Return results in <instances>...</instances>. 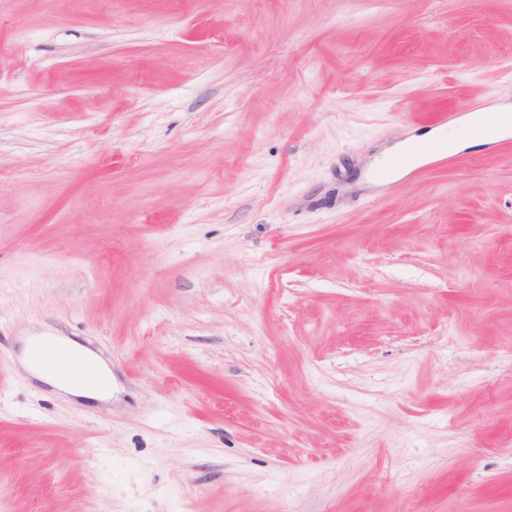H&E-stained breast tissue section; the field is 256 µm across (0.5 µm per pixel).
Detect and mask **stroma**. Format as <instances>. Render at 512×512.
I'll list each match as a JSON object with an SVG mask.
<instances>
[{
    "mask_svg": "<svg viewBox=\"0 0 512 512\" xmlns=\"http://www.w3.org/2000/svg\"><path fill=\"white\" fill-rule=\"evenodd\" d=\"M474 101L512 0H0V512H512V145L375 163ZM33 376L75 398L98 400L112 393V371L83 345L61 336H34L23 349Z\"/></svg>",
    "mask_w": 512,
    "mask_h": 512,
    "instance_id": "35a3bbf8",
    "label": "stroma"
}]
</instances>
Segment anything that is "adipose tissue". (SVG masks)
Returning a JSON list of instances; mask_svg holds the SVG:
<instances>
[{"mask_svg": "<svg viewBox=\"0 0 512 512\" xmlns=\"http://www.w3.org/2000/svg\"><path fill=\"white\" fill-rule=\"evenodd\" d=\"M23 361L33 376L75 398L97 400L112 391V371L83 345L61 336L32 337Z\"/></svg>", "mask_w": 512, "mask_h": 512, "instance_id": "obj_1", "label": "adipose tissue"}]
</instances>
